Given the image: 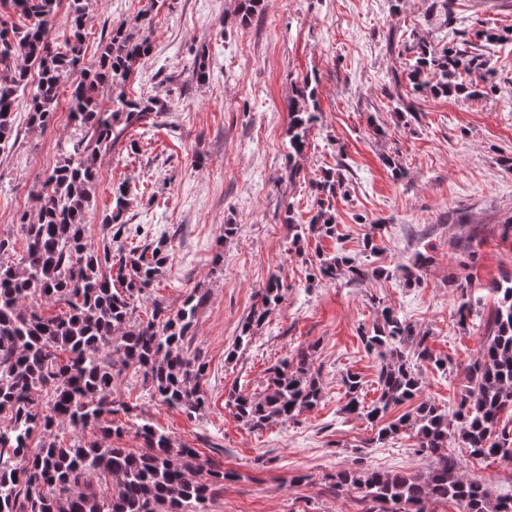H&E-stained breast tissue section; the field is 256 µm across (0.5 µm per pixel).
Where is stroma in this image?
<instances>
[{"label":"stroma","instance_id":"1","mask_svg":"<svg viewBox=\"0 0 512 512\" xmlns=\"http://www.w3.org/2000/svg\"><path fill=\"white\" fill-rule=\"evenodd\" d=\"M433 0H264L249 24L239 0H91L85 36L93 62L112 29L149 37L153 48L124 86L106 98L152 96L168 110L146 133L127 131L97 162L85 224L88 242L103 238L101 224L112 190L126 185L129 249L140 240L167 236L171 246L150 298L138 302L135 321L154 304L177 309L199 289L205 300L190 350L205 365L199 383L203 411L188 416L150 400L141 379L122 372L114 397L130 415H116L123 432L105 436L87 427L85 442L134 451L141 423L152 424L175 446L197 449L198 478L209 470L236 473L214 494L208 512H360L338 496L328 478L363 467L426 471L411 434L378 440L377 423L346 414L342 378H364L362 396L379 394V362L361 344L360 327L371 326L382 308L424 332L430 349L448 360L447 372L422 367V398L455 411L469 386L465 366L486 340V321L496 305L490 283L512 274V173L501 160L512 156V0H453L440 25ZM487 28L500 42L474 35ZM465 32L475 53L488 57L497 91L490 97L418 99L420 110L399 116L389 99L393 72L405 62L404 42L387 47L389 30L414 32L447 43L449 29ZM204 56L209 77L197 82L195 59ZM310 79L318 122L288 177V102L293 88ZM18 140L0 156V236L10 238L14 258L25 240L20 216L35 218L36 177L61 162L60 143L77 140L66 108L41 129L17 117ZM400 165L403 176L392 167ZM342 169L346 195L333 201L342 241L310 239L302 253L290 249L287 214L307 223L316 208L310 185L322 169ZM234 225L225 235V225ZM375 233L378 251L363 256V239ZM343 247L353 257L384 269L381 277L353 284L346 278L310 284L319 253ZM430 256L416 284L395 276L416 253ZM280 273L283 300L246 346L237 340L245 318L272 273ZM470 275L473 315L457 316V284ZM313 351V372L322 388L317 407L260 433L250 432L225 405L233 386L260 390L267 370L297 349ZM447 452L462 463L460 474L494 493L512 491V464L468 457L456 441Z\"/></svg>","mask_w":512,"mask_h":512}]
</instances>
